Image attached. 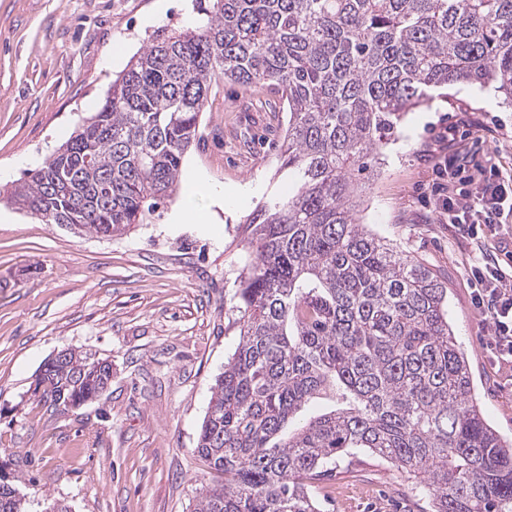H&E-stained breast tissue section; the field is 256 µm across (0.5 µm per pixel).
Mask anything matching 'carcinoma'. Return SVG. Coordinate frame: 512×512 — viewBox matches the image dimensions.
<instances>
[{
	"label": "carcinoma",
	"instance_id": "cac0c4a2",
	"mask_svg": "<svg viewBox=\"0 0 512 512\" xmlns=\"http://www.w3.org/2000/svg\"><path fill=\"white\" fill-rule=\"evenodd\" d=\"M197 2L207 23L156 31L102 109L0 200L122 235L147 200L177 193L213 83L276 93L288 121L275 175L293 190L247 217L239 344L196 443L224 481L197 512H319L312 484L352 450L423 478L422 512H512V442L477 403L448 282L361 223L355 179L438 89L493 84L512 102V0ZM38 381L55 404L86 403L112 373L70 348ZM317 405L329 410L290 428ZM0 512H27L13 483Z\"/></svg>",
	"mask_w": 512,
	"mask_h": 512
}]
</instances>
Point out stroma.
<instances>
[{
  "label": "stroma",
  "instance_id": "35a3bbf8",
  "mask_svg": "<svg viewBox=\"0 0 512 512\" xmlns=\"http://www.w3.org/2000/svg\"><path fill=\"white\" fill-rule=\"evenodd\" d=\"M195 0H0V170L39 167L104 104L155 31L204 14ZM263 90L211 86L178 193L125 234H75L0 204V472L71 512H194L216 477L196 451L211 389L238 343L236 292L252 258L246 219L268 194L287 122ZM468 116L466 135L444 131ZM458 150L512 178V107L457 85L405 117L363 180L361 220L448 276V320L485 418L512 439V362L475 316L469 239L428 199L434 155ZM77 348L112 362L97 400L67 409L35 394L36 372ZM313 497L321 512H420L408 474L366 451L339 460Z\"/></svg>",
  "mask_w": 512,
  "mask_h": 512
}]
</instances>
